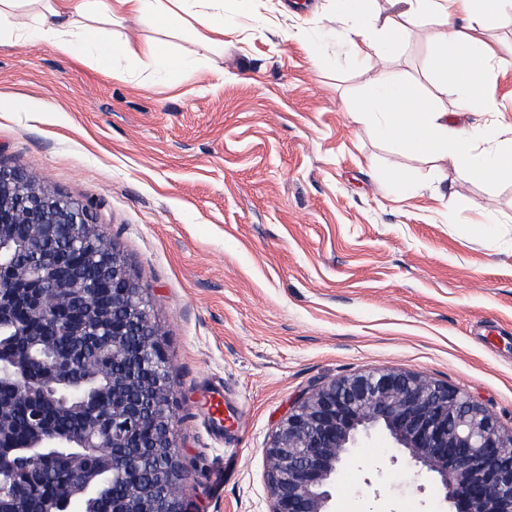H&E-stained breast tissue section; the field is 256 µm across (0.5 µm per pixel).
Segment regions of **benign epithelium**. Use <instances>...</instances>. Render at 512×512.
Here are the masks:
<instances>
[{
    "instance_id": "benign-epithelium-1",
    "label": "benign epithelium",
    "mask_w": 512,
    "mask_h": 512,
    "mask_svg": "<svg viewBox=\"0 0 512 512\" xmlns=\"http://www.w3.org/2000/svg\"><path fill=\"white\" fill-rule=\"evenodd\" d=\"M77 224L98 243L74 261L77 239L67 229ZM21 250L37 261L24 262ZM21 295L43 340L81 336L85 346L111 349L121 370L112 374V393L95 396L88 387L95 363L77 352L55 364L62 388L47 392L31 386V374L45 373L47 360L20 358L0 343V412L27 398L26 448L36 461L15 494L25 495L49 472H75L66 448H110L112 473L128 485L113 512H183L179 493L188 471L177 444V391L146 288L89 204L0 164V319ZM132 335L143 337L136 354L126 345ZM105 402L112 407L106 426L97 416ZM376 429L392 440L391 462L405 460L418 482L438 480L448 512H512V430L468 394L393 370L333 379L294 402L265 448L271 512H334L338 472ZM156 455L167 462L164 483L142 473ZM86 485L79 478L68 496L44 499L32 512H84Z\"/></svg>"
}]
</instances>
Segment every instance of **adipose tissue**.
<instances>
[{
  "instance_id": "adipose-tissue-1",
  "label": "adipose tissue",
  "mask_w": 512,
  "mask_h": 512,
  "mask_svg": "<svg viewBox=\"0 0 512 512\" xmlns=\"http://www.w3.org/2000/svg\"><path fill=\"white\" fill-rule=\"evenodd\" d=\"M366 0H335V14L356 55L366 64L399 54L410 26L428 22L435 31L432 67L440 90L455 88L453 107L436 105L420 87L380 69L373 95L351 105L355 122L371 123L375 136L407 153L449 163L474 181L512 178V127L497 120L496 99L485 91L502 48L481 41L479 31L499 14L512 12V0H392L384 20L372 17ZM193 16L207 32L223 34L224 0H0V39L16 44L44 42L69 57L94 47L102 74L113 71L116 47L81 26L77 16L93 13L117 24L134 15L152 24L174 10Z\"/></svg>"
}]
</instances>
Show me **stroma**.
<instances>
[{"instance_id": "obj_1", "label": "stroma", "mask_w": 512, "mask_h": 512, "mask_svg": "<svg viewBox=\"0 0 512 512\" xmlns=\"http://www.w3.org/2000/svg\"><path fill=\"white\" fill-rule=\"evenodd\" d=\"M220 42L197 24L94 28L191 48L196 64L0 42V163L90 203L147 290L178 398L186 512H270L265 448L289 407L373 369L460 389L512 428V181L481 183L377 141L349 108L371 92L331 0H252ZM432 27L383 68L434 93ZM410 175L418 194L394 182ZM491 211L492 236L473 223ZM224 387V431L206 400ZM373 433L335 512H444Z\"/></svg>"}]
</instances>
